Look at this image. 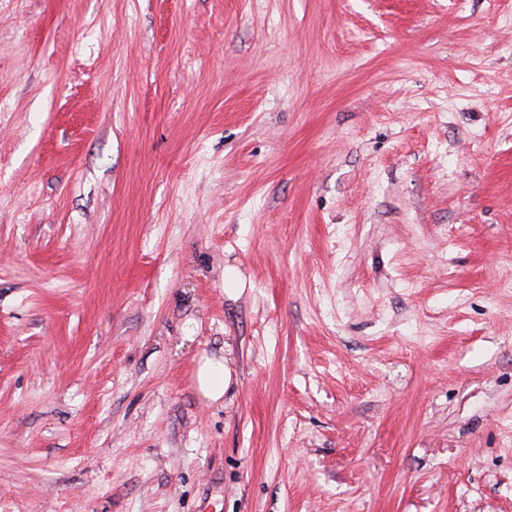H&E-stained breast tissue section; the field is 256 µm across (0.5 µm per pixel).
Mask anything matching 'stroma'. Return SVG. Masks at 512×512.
I'll return each mask as SVG.
<instances>
[{
  "label": "stroma",
  "instance_id": "35a3bbf8",
  "mask_svg": "<svg viewBox=\"0 0 512 512\" xmlns=\"http://www.w3.org/2000/svg\"><path fill=\"white\" fill-rule=\"evenodd\" d=\"M203 505L512 512V0H0V512ZM231 379V373L224 361L204 358L199 362L195 384L199 393L207 400L216 402L224 397Z\"/></svg>",
  "mask_w": 512,
  "mask_h": 512
}]
</instances>
